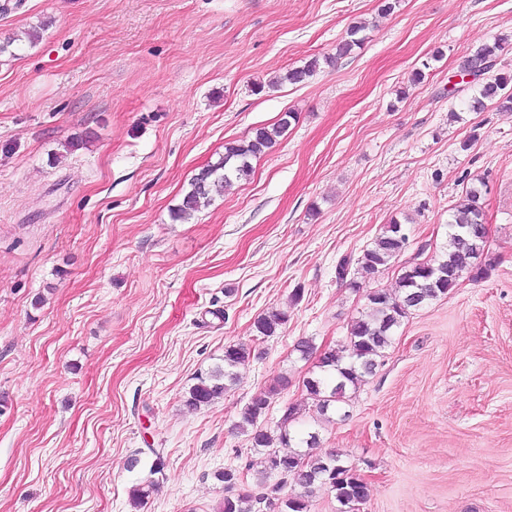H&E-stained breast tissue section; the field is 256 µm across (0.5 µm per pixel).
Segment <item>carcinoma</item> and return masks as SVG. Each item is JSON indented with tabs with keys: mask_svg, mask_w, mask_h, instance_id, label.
Here are the masks:
<instances>
[{
	"mask_svg": "<svg viewBox=\"0 0 512 512\" xmlns=\"http://www.w3.org/2000/svg\"><path fill=\"white\" fill-rule=\"evenodd\" d=\"M362 24L351 26L345 38L336 44V58L352 54L361 47L364 38ZM508 41L499 37L492 43L477 47L460 63V71L467 72L486 64L497 65L499 53ZM319 67L318 59L286 72L282 80L300 84L312 77ZM512 85V74L500 71L485 78L479 84L475 106L484 101L497 100L506 108L512 106V93L505 94ZM293 112L272 126H257L248 139L224 144V154L217 162L195 174L180 202L173 210V218L185 220L207 208L214 199L224 195L225 188L236 181L250 177L252 162L265 155L287 131ZM408 237L402 224L393 220L383 228L371 246L356 258L342 257L336 264V279L348 288L360 287L359 279L372 278L395 262L404 251ZM487 244V226L480 204V192L471 187L465 191L453 207L448 241L435 258H414L401 265L397 278V291L375 290L368 294L370 311L354 319L346 339L336 347L321 351L309 339L297 343L301 357L318 354L319 372L303 381L307 398L315 404L318 412L327 414L345 401L350 390L358 389L366 378L373 374L378 359L391 346L394 330L404 318L424 306L446 296L459 280L465 276L478 280L488 275L490 261H481ZM288 323V314L272 309L261 315L254 328L258 336L265 338L278 333ZM251 357V349L242 345L224 347V366L207 376L197 377L190 388L186 405L192 409L207 406L233 387L237 381V369ZM288 377L282 376L266 391L255 395L241 409L235 429L250 433L252 448L264 451L265 467L249 484L248 474L232 467L215 474L224 484V498L219 512H310L309 497L320 488L334 493L336 501L351 512L354 503L367 496V487L355 470L345 465L342 453L331 449L323 454L298 450L304 444L312 449L319 447L318 434L293 436L290 426L297 420L299 409L291 405L286 408L274 428H263L259 421L270 405V399L288 388ZM277 482L271 484L269 480ZM300 485L301 494L283 496L282 489L288 481ZM155 484L147 480L133 487L131 501L134 507L146 503Z\"/></svg>",
	"mask_w": 512,
	"mask_h": 512,
	"instance_id": "1",
	"label": "carcinoma"
}]
</instances>
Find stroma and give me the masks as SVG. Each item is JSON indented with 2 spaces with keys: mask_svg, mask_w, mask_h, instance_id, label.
<instances>
[{
  "mask_svg": "<svg viewBox=\"0 0 512 512\" xmlns=\"http://www.w3.org/2000/svg\"><path fill=\"white\" fill-rule=\"evenodd\" d=\"M382 2L0 6V512H217L216 471L263 468L238 414L282 375L265 427L302 405L294 432L366 480L361 512H512V110L473 108L477 85L458 78L512 34V0ZM357 23L364 46L334 59ZM314 58L306 83L284 82ZM286 112L296 122L249 179L173 220L226 142ZM479 181L489 274L411 312L321 416L297 342L340 344L398 274L355 291L338 260L393 218L402 261L435 256ZM272 309L287 325L257 337ZM229 344L252 350L238 384L188 408ZM508 41V37H499L493 43H486L477 47L473 52L467 55L460 63L461 72H467L481 68L485 64H492L494 71L499 58V53L503 50V45ZM488 72V73H490Z\"/></svg>",
  "mask_w": 512,
  "mask_h": 512,
  "instance_id": "1",
  "label": "stroma"
}]
</instances>
